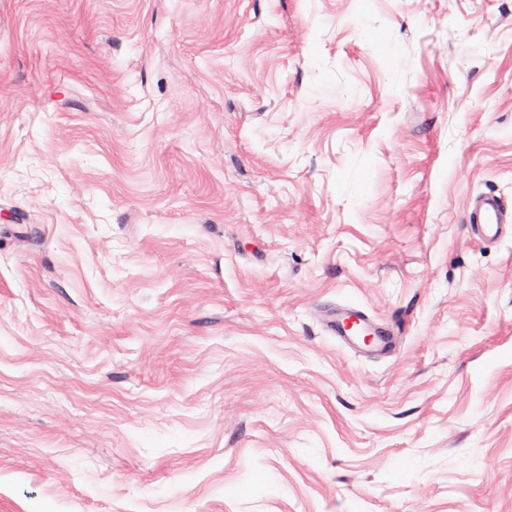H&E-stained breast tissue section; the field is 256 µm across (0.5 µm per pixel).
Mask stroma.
<instances>
[{
    "label": "stroma",
    "mask_w": 512,
    "mask_h": 512,
    "mask_svg": "<svg viewBox=\"0 0 512 512\" xmlns=\"http://www.w3.org/2000/svg\"><path fill=\"white\" fill-rule=\"evenodd\" d=\"M489 191L512 0H0V512H512ZM512 207L493 192L477 197L467 214L472 235L481 243L495 244L512 237ZM370 317L360 309H343L331 314L325 321L326 329L346 342H352L355 338L349 330V324L354 323L360 325L370 336L372 341L367 346L376 350H384L388 345L386 338L378 337L377 333L372 330L370 325Z\"/></svg>",
    "instance_id": "35a3bbf8"
}]
</instances>
